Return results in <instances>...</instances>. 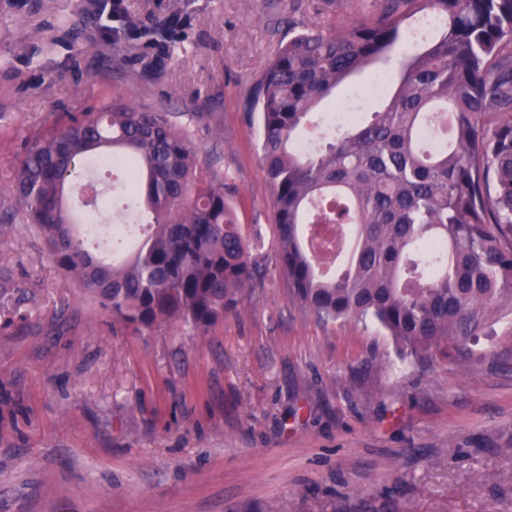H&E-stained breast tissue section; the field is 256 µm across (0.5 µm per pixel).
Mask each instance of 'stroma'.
<instances>
[{
	"mask_svg": "<svg viewBox=\"0 0 512 512\" xmlns=\"http://www.w3.org/2000/svg\"><path fill=\"white\" fill-rule=\"evenodd\" d=\"M373 5L122 0L140 26L181 18L149 44L102 37L98 0H0V267L29 298L0 329V512H512V304L417 365L303 312L275 265L255 85L289 27ZM117 96L170 113L257 238L263 286L206 333H113L6 195L25 137Z\"/></svg>",
	"mask_w": 512,
	"mask_h": 512,
	"instance_id": "stroma-1",
	"label": "stroma"
}]
</instances>
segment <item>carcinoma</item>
I'll return each instance as SVG.
<instances>
[{"label":"carcinoma","instance_id":"cac0c4a2","mask_svg":"<svg viewBox=\"0 0 512 512\" xmlns=\"http://www.w3.org/2000/svg\"><path fill=\"white\" fill-rule=\"evenodd\" d=\"M434 13L440 25L388 80L384 106L302 152L309 114L345 80L388 62ZM262 168L273 190L275 265L291 299L328 324L370 321L403 359L422 362L453 339L483 333L512 301V0H376L334 33L288 31L255 88ZM427 124L443 143L420 137ZM124 172L126 211L140 207L137 245L119 263L91 251L74 224L69 192L87 170ZM9 195L56 268L112 315L143 333L182 323L204 332L264 278L233 205L184 132L163 111L120 99L66 112L36 129L13 166ZM312 224L352 229L351 254L322 269ZM23 281L0 268V317L26 319Z\"/></svg>","mask_w":512,"mask_h":512}]
</instances>
